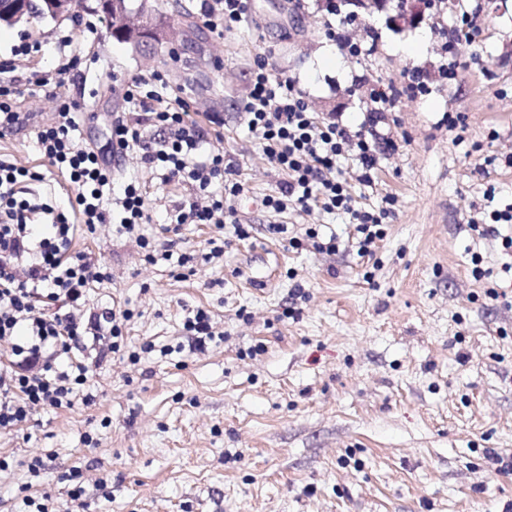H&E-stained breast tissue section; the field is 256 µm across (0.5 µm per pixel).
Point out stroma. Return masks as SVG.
<instances>
[{
	"instance_id": "stroma-1",
	"label": "stroma",
	"mask_w": 512,
	"mask_h": 512,
	"mask_svg": "<svg viewBox=\"0 0 512 512\" xmlns=\"http://www.w3.org/2000/svg\"><path fill=\"white\" fill-rule=\"evenodd\" d=\"M482 24L464 30L459 77L437 79L439 35L428 10L404 21L397 0L359 13L347 33L373 40L368 59L343 56L342 68L320 65L330 41L325 13L311 0H249L240 26L217 37L197 25L143 65L112 36L107 16H30L0 21V79H17L23 128L0 137V157L40 175L28 190L39 200L67 203L75 193L34 144L50 123L51 104L30 86L54 64L55 39L70 33L83 62L65 75L61 95L76 102L80 142L105 146L102 116L140 121L156 136L148 113L123 97V86L153 67L166 73L170 95L185 99L207 135H219L224 158L244 191L236 217L250 239H225L210 224H169L195 196L188 182L164 180L130 154L114 175L140 184L153 217L145 230L158 249L188 254L185 266L149 263L125 235H78L77 252L101 258L112 272L85 306L94 313L124 304L133 316L131 349L156 346L138 364L108 361L94 372L89 404L40 412L0 433V457L13 460L0 475V512H21L28 496L66 499L65 472L90 476L72 512H505L512 475L497 474L485 457L512 455V270L498 240L478 235L472 220L512 203V0H464ZM99 39L87 45L83 23ZM427 35L416 56L395 44ZM267 56L280 74L297 79L312 107L350 129L365 120L371 89H398L424 75L430 91L401 99L388 118L399 149L381 160L371 188L354 186L358 207L397 199L373 259L349 243L348 217L262 204L283 180L271 168L243 112L250 72ZM14 68H5V61ZM219 114L223 125L211 124ZM462 116V135L449 132V114ZM496 186L486 201L487 186ZM303 236L310 225L335 234L340 248L321 254L272 239L271 224ZM492 269L472 275V256ZM302 285L308 300L295 303ZM496 288L499 297L487 296ZM209 311L227 341L185 349L188 310ZM253 315L238 318L239 309ZM261 342L264 354L241 357ZM169 346L170 355L159 352ZM41 453L32 477L26 461Z\"/></svg>"
}]
</instances>
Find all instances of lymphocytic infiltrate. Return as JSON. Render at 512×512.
I'll list each match as a JSON object with an SVG mask.
<instances>
[{"label": "lymphocytic infiltrate", "instance_id": "lymphocytic-infiltrate-1", "mask_svg": "<svg viewBox=\"0 0 512 512\" xmlns=\"http://www.w3.org/2000/svg\"><path fill=\"white\" fill-rule=\"evenodd\" d=\"M247 11V0H200L199 15L213 33L235 29ZM428 86L411 75L399 90H372L366 127L350 130L320 117L297 81L274 73L265 59L251 71L243 104L247 125L259 134L269 164L285 174L276 192L265 198L268 211L287 209L348 215L357 253L370 257L385 238L384 221L394 215L393 197L378 212L357 208L351 184L337 172L341 159L358 164L357 182L371 185L373 172L397 143L377 132L387 112L402 97L427 94ZM53 118L38 128L36 147L74 187L70 211L28 197V168L0 159V430L13 429L38 411L70 409L90 402V370L112 355L130 362L141 351L125 349L123 330L132 317L127 308L84 314L93 284L110 279L107 267L91 255L74 252L83 231L114 227L151 249L142 226L148 206L138 183L112 186V162L134 150L143 162L195 186L194 200L169 217L173 224H212L240 240L251 227L236 221L235 199L243 186L230 179L222 148L210 145L202 128L190 120L187 107L154 111L155 126L164 130L158 142H147L141 130L116 118L108 121L110 145L97 149L76 140L75 107L51 96Z\"/></svg>", "mask_w": 512, "mask_h": 512}]
</instances>
